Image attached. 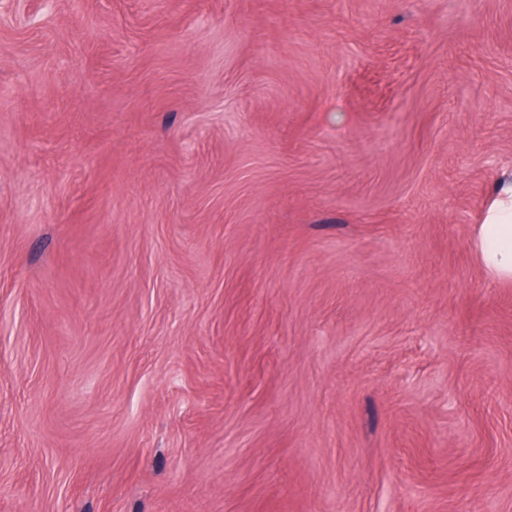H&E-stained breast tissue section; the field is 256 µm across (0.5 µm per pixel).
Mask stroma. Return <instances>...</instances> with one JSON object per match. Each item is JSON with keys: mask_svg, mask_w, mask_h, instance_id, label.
I'll list each match as a JSON object with an SVG mask.
<instances>
[{"mask_svg": "<svg viewBox=\"0 0 512 512\" xmlns=\"http://www.w3.org/2000/svg\"><path fill=\"white\" fill-rule=\"evenodd\" d=\"M512 0L0 8V512H512ZM475 250L490 277L512 280V179L507 174L495 184L477 226Z\"/></svg>", "mask_w": 512, "mask_h": 512, "instance_id": "obj_1", "label": "stroma"}]
</instances>
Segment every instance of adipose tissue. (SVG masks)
<instances>
[{"mask_svg": "<svg viewBox=\"0 0 512 512\" xmlns=\"http://www.w3.org/2000/svg\"><path fill=\"white\" fill-rule=\"evenodd\" d=\"M475 250L490 277L512 280V177L502 176L495 184L477 226Z\"/></svg>", "mask_w": 512, "mask_h": 512, "instance_id": "ef3b65f1", "label": "adipose tissue"}]
</instances>
